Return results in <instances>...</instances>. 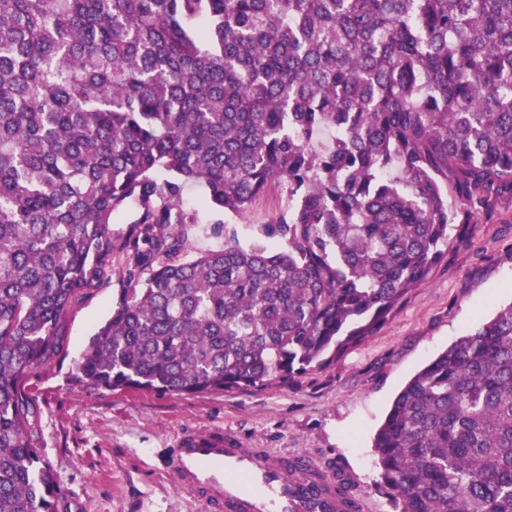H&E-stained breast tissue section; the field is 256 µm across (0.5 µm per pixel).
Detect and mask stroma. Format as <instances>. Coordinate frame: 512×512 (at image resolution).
<instances>
[{
    "mask_svg": "<svg viewBox=\"0 0 512 512\" xmlns=\"http://www.w3.org/2000/svg\"><path fill=\"white\" fill-rule=\"evenodd\" d=\"M180 207L194 222L177 253L189 259L217 248L216 222L254 238L288 208V187L272 184L239 216L203 202L185 186ZM466 242L409 293L376 335L338 360L286 387L248 393H136L92 389L75 380L90 336L111 315L126 286L120 246L129 219L112 226V260L99 284L80 290L70 308L66 354L30 377L40 405L39 448L66 494L67 512H205L163 469L165 448L182 429L221 426L248 447L318 458L332 478L346 479L372 512H392L379 485L372 436L402 385L478 320L512 301V199L476 209Z\"/></svg>",
    "mask_w": 512,
    "mask_h": 512,
    "instance_id": "35a3bbf8",
    "label": "stroma"
}]
</instances>
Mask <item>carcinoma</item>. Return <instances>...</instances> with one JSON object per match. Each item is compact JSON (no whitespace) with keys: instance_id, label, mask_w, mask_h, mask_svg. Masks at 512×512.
Segmentation results:
<instances>
[{"instance_id":"1","label":"carcinoma","mask_w":512,"mask_h":512,"mask_svg":"<svg viewBox=\"0 0 512 512\" xmlns=\"http://www.w3.org/2000/svg\"><path fill=\"white\" fill-rule=\"evenodd\" d=\"M274 183L255 241L219 224L171 259L184 185L240 215ZM505 196L512 0H0V512H65L21 386L117 215L141 213L127 288L77 381L245 392L374 335ZM373 448L393 512H512V303L408 380Z\"/></svg>"}]
</instances>
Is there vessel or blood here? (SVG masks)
<instances>
[{
	"label": "vessel or blood",
	"mask_w": 512,
	"mask_h": 512,
	"mask_svg": "<svg viewBox=\"0 0 512 512\" xmlns=\"http://www.w3.org/2000/svg\"><path fill=\"white\" fill-rule=\"evenodd\" d=\"M288 461L265 448H245L236 434L212 428L183 432L168 448L164 468L206 512H346L334 480L321 475L316 461L307 463L319 475L314 491L289 484Z\"/></svg>",
	"instance_id": "b4317fda"
}]
</instances>
